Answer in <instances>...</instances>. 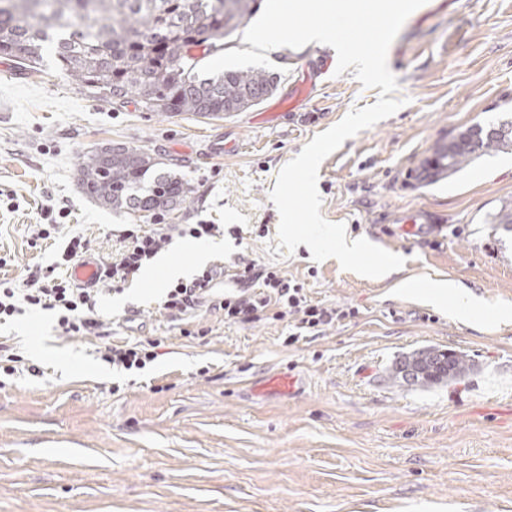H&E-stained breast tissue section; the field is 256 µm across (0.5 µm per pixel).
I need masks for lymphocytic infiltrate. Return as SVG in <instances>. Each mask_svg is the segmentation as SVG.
<instances>
[{"label":"lymphocytic infiltrate","instance_id":"lymphocytic-infiltrate-1","mask_svg":"<svg viewBox=\"0 0 512 512\" xmlns=\"http://www.w3.org/2000/svg\"><path fill=\"white\" fill-rule=\"evenodd\" d=\"M220 224H156L143 228L135 224L119 236L120 247L110 259L102 261V282L122 291L125 284L166 247L174 237L194 239L223 235ZM91 242L84 236H71L56 265L28 270L22 281L0 279V325L26 311H49L56 318L60 337L95 340V352L104 363L119 372L141 371L158 357L161 339H146L133 344L111 340L107 323L99 310V291L82 288L57 275V267L67 266L85 256ZM241 285L219 294L214 282L217 267L210 266L192 278L170 283L158 309L174 321H183L201 311L219 314L227 325L249 326L268 320L292 321L294 331L286 344L298 342L300 333L319 334L326 327L353 317V309L327 307L309 296L304 282L289 277L274 266L238 258L234 264Z\"/></svg>","mask_w":512,"mask_h":512}]
</instances>
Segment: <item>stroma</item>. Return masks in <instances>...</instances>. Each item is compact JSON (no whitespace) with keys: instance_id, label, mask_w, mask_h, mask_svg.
Masks as SVG:
<instances>
[{"instance_id":"stroma-1","label":"stroma","mask_w":512,"mask_h":512,"mask_svg":"<svg viewBox=\"0 0 512 512\" xmlns=\"http://www.w3.org/2000/svg\"><path fill=\"white\" fill-rule=\"evenodd\" d=\"M319 46L267 52L225 38L199 74L263 68L276 91L223 119L164 116L136 102L81 95L45 63L22 72L0 58V279L48 266L60 235L30 244L49 209L65 208L73 233L102 258L134 223L80 191V158L108 141L160 153L190 185L166 224H221L209 263L243 255L305 280L313 300L357 309L318 336L286 345L285 323L239 327L215 317L206 339L181 335L157 310L165 278L156 265L124 292L102 290L113 340L164 341L154 366L113 379L84 338L64 339L34 312L0 334L13 337L42 371L0 388V512H512V231L494 221L512 209V153L476 161L423 185L421 158L438 140L512 113V0H427L406 20L387 61L404 104L346 139L320 165L325 219L404 258L400 273L366 278L306 245L276 251L279 214L269 193L283 165L352 108L374 104L354 69L318 75ZM321 81L291 112V85ZM424 207L440 236L392 233L399 216ZM269 228L266 236L253 232ZM445 282L485 306L478 318L428 302ZM467 356L465 376L432 387L393 380L414 351ZM287 371L299 394L269 397L260 386Z\"/></svg>"}]
</instances>
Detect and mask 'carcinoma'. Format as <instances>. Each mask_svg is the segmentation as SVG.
<instances>
[{
    "label": "carcinoma",
    "mask_w": 512,
    "mask_h": 512,
    "mask_svg": "<svg viewBox=\"0 0 512 512\" xmlns=\"http://www.w3.org/2000/svg\"><path fill=\"white\" fill-rule=\"evenodd\" d=\"M257 8V0H0V56L20 70H37L45 55L76 85L99 101L129 99L149 112L222 119L258 105L277 89L262 68L198 73L194 47L209 54ZM497 132L470 139L477 123L448 139L435 152L437 173L451 178L475 160L512 151V119L491 123ZM77 183L96 203L139 219L173 212L190 193L159 155L142 146L118 143L107 156L99 147L81 157ZM424 352L396 363L395 377L433 384L463 376L464 355L440 354L433 372L419 374Z\"/></svg>",
    "instance_id": "carcinoma-1"
}]
</instances>
